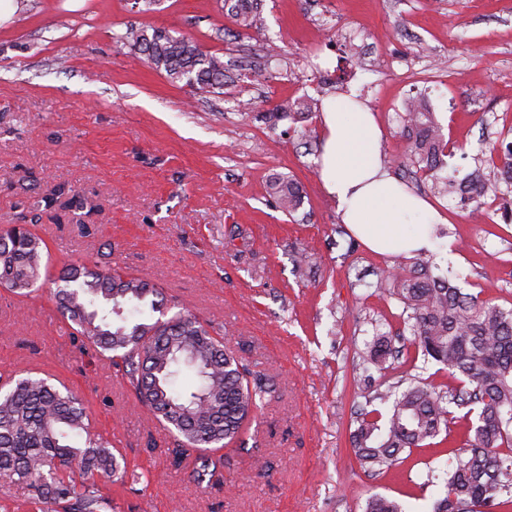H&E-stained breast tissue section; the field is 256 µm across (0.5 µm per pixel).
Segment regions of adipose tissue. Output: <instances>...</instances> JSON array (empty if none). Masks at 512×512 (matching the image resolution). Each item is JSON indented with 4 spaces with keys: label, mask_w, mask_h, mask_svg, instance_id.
Instances as JSON below:
<instances>
[{
    "label": "adipose tissue",
    "mask_w": 512,
    "mask_h": 512,
    "mask_svg": "<svg viewBox=\"0 0 512 512\" xmlns=\"http://www.w3.org/2000/svg\"><path fill=\"white\" fill-rule=\"evenodd\" d=\"M381 139L368 106L348 97L328 101L323 112L321 175L343 224L377 253L414 256L449 251L451 238L437 234L442 215L389 175Z\"/></svg>",
    "instance_id": "adipose-tissue-1"
}]
</instances>
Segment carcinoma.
Segmentation results:
<instances>
[{"label": "carcinoma", "mask_w": 512, "mask_h": 512, "mask_svg": "<svg viewBox=\"0 0 512 512\" xmlns=\"http://www.w3.org/2000/svg\"><path fill=\"white\" fill-rule=\"evenodd\" d=\"M234 19L246 29L261 28L248 4L237 0ZM123 40L173 82L200 91L224 87L223 57L208 53L190 37L153 28L130 27ZM306 101H286L267 112L277 123L297 128ZM411 141L415 173L441 195L461 204H482L489 193L512 196V141L478 149L476 168L460 178L443 157L448 142L427 104L408 103L398 114ZM269 195L288 214L303 204L291 178L269 183ZM49 256L37 233L19 226L0 229V288L27 296L38 288ZM386 292L407 315L412 346L424 362L448 372L439 388L419 381L403 390L388 388L380 407L357 416L351 447L360 465L391 469L413 448L448 445L443 496L433 512H508L512 508V308L481 294H467L448 276L431 274L420 253L410 266L384 276ZM60 321L83 348L120 372L145 412L174 435V462L205 451L187 472L200 485L223 482L220 451L237 440L274 392L263 375L249 370L224 337L191 316L170 313L171 300L144 276L121 273L108 264H68L53 281ZM392 330L375 327L360 355L364 366H384L393 356ZM185 374L193 385L180 383ZM464 410L455 415L451 407ZM463 439L456 441L455 432ZM144 474L125 464L112 438L93 426L83 399L61 382L31 372L0 389V481L28 490L29 512H113L99 481L134 486ZM364 512H405L391 497L372 495Z\"/></svg>", "instance_id": "cac0c4a2"}]
</instances>
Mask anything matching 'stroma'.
I'll return each mask as SVG.
<instances>
[{
	"mask_svg": "<svg viewBox=\"0 0 512 512\" xmlns=\"http://www.w3.org/2000/svg\"><path fill=\"white\" fill-rule=\"evenodd\" d=\"M0 26V225L37 219L50 271L74 260L144 274L276 388L239 443L224 448V482L188 483L167 453L172 437L151 422L108 361L63 332L49 290L0 289V374L42 372L87 401L93 425L128 463L147 472L134 494L106 489L115 512H364L375 493L406 512H431L446 458L412 450L390 470L361 468L350 449L359 409L378 391L448 374L412 369L402 307L376 293L399 257L370 252L351 235L319 174L322 112L353 95L384 130L386 169L446 219L448 255L465 292L512 306V222L412 181L396 114L431 89L446 139L470 156L480 140L512 141V0H274L264 26L240 29L224 0H17ZM166 28L222 54L219 92H194L145 64L114 36ZM328 77L305 65L316 36ZM277 43L278 60L266 55ZM307 98L305 135L265 112ZM301 184L302 208L281 211L272 178ZM78 195L82 209L66 202ZM306 273L295 271L296 255ZM376 321L400 354L354 382Z\"/></svg>",
	"mask_w": 512,
	"mask_h": 512,
	"instance_id": "35a3bbf8",
	"label": "stroma"
}]
</instances>
